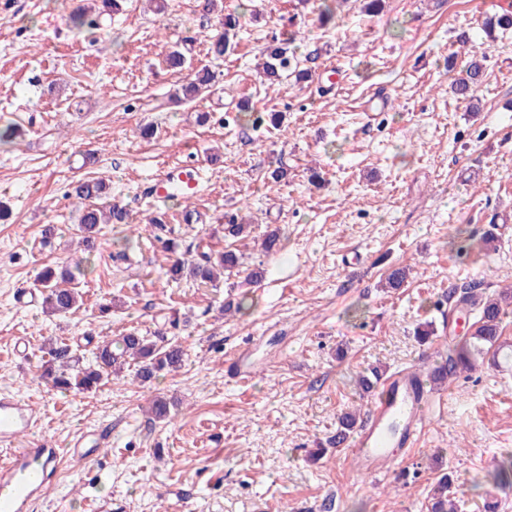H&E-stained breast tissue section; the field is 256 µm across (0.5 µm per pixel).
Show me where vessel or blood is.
<instances>
[{
    "instance_id": "1",
    "label": "vessel or blood",
    "mask_w": 512,
    "mask_h": 512,
    "mask_svg": "<svg viewBox=\"0 0 512 512\" xmlns=\"http://www.w3.org/2000/svg\"><path fill=\"white\" fill-rule=\"evenodd\" d=\"M435 408L426 391L423 374L398 371L385 382L382 395L371 404L365 422L348 442L356 470L373 473L390 461L394 448L416 447L426 414ZM31 410L15 397L0 396V441L14 439L34 427ZM62 449L11 448L0 463V512H26L32 499L44 496L51 469Z\"/></svg>"
}]
</instances>
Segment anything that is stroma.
<instances>
[{"instance_id": "stroma-1", "label": "stroma", "mask_w": 512, "mask_h": 512, "mask_svg": "<svg viewBox=\"0 0 512 512\" xmlns=\"http://www.w3.org/2000/svg\"><path fill=\"white\" fill-rule=\"evenodd\" d=\"M124 0L99 29L68 23L73 0H0V393L31 402L38 427L24 446L85 439L93 454L60 460L31 512H428L437 479L449 474L459 512H512V487L488 473L512 451V362L484 361L448 382L418 447L395 448L368 477L347 448L314 457L341 413L366 414L357 385L372 368L432 372L466 331L448 319V293L472 282L496 295L512 289V29L487 37V16L512 0H386L370 15L359 0L320 26L321 0ZM242 8L233 51L217 58L208 37ZM298 34L318 59L305 82L268 87L256 72L271 38ZM199 40L193 66L217 74L215 92L180 105L184 81L167 50ZM484 61L473 103L456 99L449 69ZM281 117L251 143L240 139V102ZM209 113L199 123V113ZM157 129L154 138L140 126ZM191 163L202 173L190 199L202 220L184 223L177 200L153 202L141 187ZM283 171L273 179L272 171ZM84 177L109 183L133 225L104 228L78 287L83 305L63 317L38 290L49 263L85 255L70 191ZM167 209L183 245L243 254L262 280L245 310L225 311L241 289L205 288L167 275V253L147 220ZM249 224L225 238L221 219ZM280 252L260 241L268 226ZM52 235H45V228ZM491 250H480L485 235ZM129 258L115 260L120 250ZM406 269L400 288L386 279ZM190 325L179 337L182 367L145 384L132 376L96 392H59L40 377L48 341L90 356L87 337L151 334L172 311ZM430 332L418 343L415 332ZM251 370L228 378L225 363ZM173 401L154 419L155 397ZM111 429L112 440L98 444ZM415 470L409 485L401 469Z\"/></svg>"}]
</instances>
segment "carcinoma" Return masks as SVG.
I'll use <instances>...</instances> for the list:
<instances>
[{
	"mask_svg": "<svg viewBox=\"0 0 512 512\" xmlns=\"http://www.w3.org/2000/svg\"><path fill=\"white\" fill-rule=\"evenodd\" d=\"M241 16L235 13L224 15L222 19L223 31L213 36L210 42V52L216 57H222L231 47L230 33L240 25ZM71 26L80 31L86 27L99 25L96 9L86 6L74 8L69 16ZM295 38L287 37L274 42L264 51L261 70L262 77L268 85L273 86L279 82L286 72L295 74L297 81L309 77L307 70L300 68L301 59L297 56ZM195 42L185 41L166 55L168 66L183 69L194 50ZM484 64L481 59H472L466 64L463 74L451 83V91L457 98L470 101L474 98L482 84ZM216 75L206 67L194 71L189 81L180 89L182 97L192 100L210 91ZM109 186L102 179H86L73 186L72 194L80 204L78 217V231L82 234V242L92 243L94 235L101 231L103 224H129V214L122 206L108 201ZM153 239L167 252H176L180 244L174 237V228L164 213H159L148 219ZM196 255L190 258H176L168 268L171 279L191 280L199 286L218 287L221 278L246 274L245 283L256 282L261 278L258 271L248 273L243 270V262L232 251L218 254L195 247ZM91 260L85 259L82 263L71 268L62 267L61 277H55L52 269L47 268L38 275V282L42 292L45 293V308L58 315H72L80 307L81 296L79 291L69 287L76 279V274H85ZM478 296L476 287L469 285L458 296L454 308L464 309L474 318V330L469 337L448 347V354L435 370V374L445 379L456 377L475 369L476 363L485 353L498 346L500 339V325L505 313L503 300L506 293L496 297H480V303L472 298ZM180 333V320L170 321L169 328L159 333L161 337H168L165 343L148 336L129 332L122 336L104 339L92 352V361L84 365L80 358L74 354L65 343H51L47 347V359L41 365V378L56 389H78L90 391L98 388L102 382L114 376L121 375L124 369L134 370V378L147 382L157 378L163 372L174 371L183 361V349L178 343ZM359 414L348 411L338 418L336 434L327 440L331 448H340L344 445L350 434L358 424ZM492 483L501 488L512 486V454L503 456L491 472ZM452 481L448 474L438 479V487L431 498L429 512H457L456 503L451 499L450 488Z\"/></svg>",
	"mask_w": 512,
	"mask_h": 512,
	"instance_id": "obj_1",
	"label": "carcinoma"
}]
</instances>
